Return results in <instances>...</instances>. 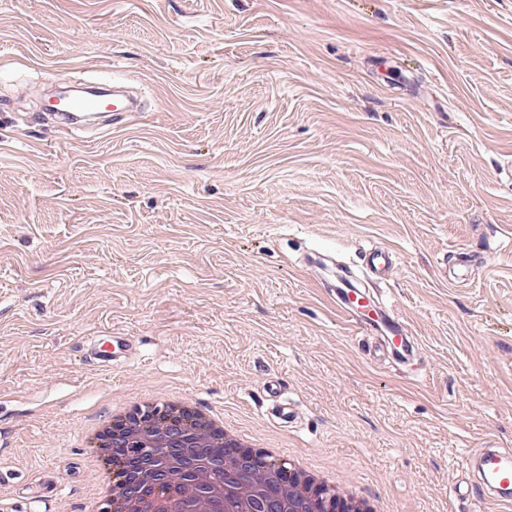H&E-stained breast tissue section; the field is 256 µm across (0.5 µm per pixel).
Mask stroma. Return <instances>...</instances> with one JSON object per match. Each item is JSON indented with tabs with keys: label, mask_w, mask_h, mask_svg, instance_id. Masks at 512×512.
<instances>
[{
	"label": "stroma",
	"mask_w": 512,
	"mask_h": 512,
	"mask_svg": "<svg viewBox=\"0 0 512 512\" xmlns=\"http://www.w3.org/2000/svg\"><path fill=\"white\" fill-rule=\"evenodd\" d=\"M84 79L143 111L39 121ZM375 247L404 364L334 302ZM113 334L134 361L87 362ZM160 388L393 512H474L469 453L512 449V0H0V502L80 512L87 427ZM367 265L378 279L388 281L396 267L395 253L391 249H376L368 255ZM266 394L271 404V415L281 423H292L295 419L294 409L288 401L281 398L279 379L273 378L268 382Z\"/></svg>",
	"instance_id": "1"
}]
</instances>
